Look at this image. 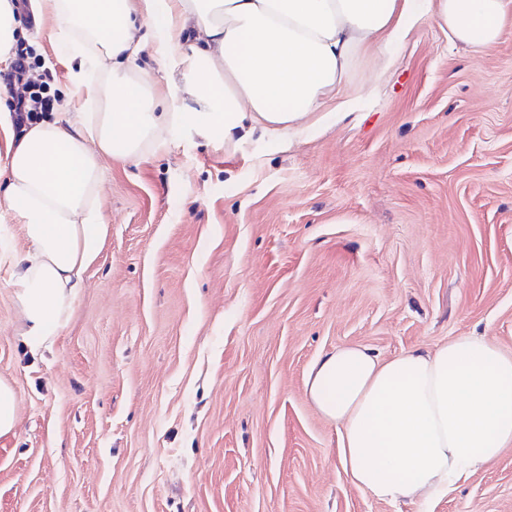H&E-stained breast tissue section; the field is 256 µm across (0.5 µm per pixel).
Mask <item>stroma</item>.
Wrapping results in <instances>:
<instances>
[{"label": "stroma", "instance_id": "35a3bbf8", "mask_svg": "<svg viewBox=\"0 0 512 512\" xmlns=\"http://www.w3.org/2000/svg\"><path fill=\"white\" fill-rule=\"evenodd\" d=\"M21 43L71 112L57 19ZM354 112L291 144L200 137L107 161L108 241L52 347L27 358L0 263V512H512V447L423 509L357 489L310 403L320 355L463 335L512 352V27L477 53L424 21ZM18 420L19 406L15 387L0 378V437L14 434Z\"/></svg>", "mask_w": 512, "mask_h": 512}]
</instances>
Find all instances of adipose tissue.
Listing matches in <instances>:
<instances>
[{
    "mask_svg": "<svg viewBox=\"0 0 512 512\" xmlns=\"http://www.w3.org/2000/svg\"><path fill=\"white\" fill-rule=\"evenodd\" d=\"M63 39L93 42L74 74L110 77L104 112L81 122L54 112L10 138L0 196L16 213L24 253H0L32 353L55 340L110 232L105 161L162 151L183 134L238 144L253 135L286 144L314 112L353 111L345 88L355 61L375 50L381 72L407 21H432L455 43L484 51L512 25V0H38ZM167 26L152 25L158 11ZM194 30L173 53L174 35ZM166 59L156 78L144 48ZM316 411L341 429L353 485L381 501L431 503L512 446V355L459 336L384 359L362 345L319 356L306 377Z\"/></svg>",
    "mask_w": 512,
    "mask_h": 512,
    "instance_id": "adipose-tissue-1",
    "label": "adipose tissue"
}]
</instances>
